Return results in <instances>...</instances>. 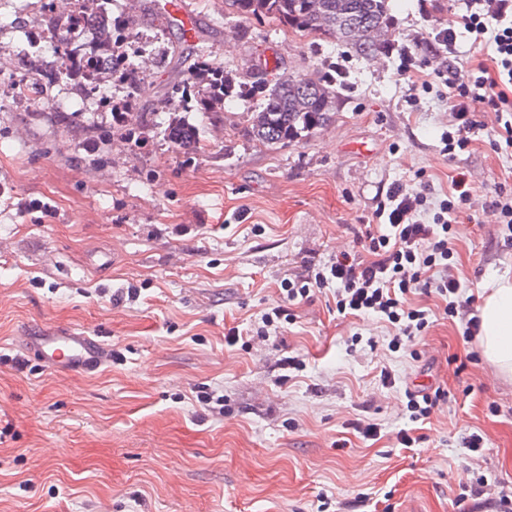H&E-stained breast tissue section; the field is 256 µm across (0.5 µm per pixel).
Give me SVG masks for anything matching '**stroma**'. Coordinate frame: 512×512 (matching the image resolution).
I'll list each match as a JSON object with an SVG mask.
<instances>
[{"label":"stroma","mask_w":512,"mask_h":512,"mask_svg":"<svg viewBox=\"0 0 512 512\" xmlns=\"http://www.w3.org/2000/svg\"><path fill=\"white\" fill-rule=\"evenodd\" d=\"M198 25L173 49L168 19L144 0H114L139 15L135 92L100 91L140 142L101 143L113 109L73 105L65 85L40 103L7 90L22 74L21 22L46 0L0 10V512H459V485L479 469L486 494L469 512H495L512 488V380L478 355L465 322L425 290L424 335L392 349L374 315L342 316L333 286L289 302L284 285L358 237L391 184L437 205L454 178L472 197L455 226L460 301L479 304L483 281L512 268V231L489 202L512 197V148L498 116L477 113L468 151L443 152L454 122L439 71L465 74L474 53L452 54L438 25L467 0H389L396 51L361 56L321 34L283 31L229 13L224 0H185ZM213 68L252 82L346 71L332 120L285 147L249 135L254 108L225 102L193 113V154L158 129L169 88L188 76L198 48ZM284 306L278 326L264 315ZM101 337L112 362L100 374L56 371L22 349L42 327ZM392 375L380 382L381 370ZM443 386L429 419L411 422L406 390ZM377 425L367 438L361 426ZM415 447H401L400 430ZM485 440L480 458L466 434Z\"/></svg>","instance_id":"stroma-1"}]
</instances>
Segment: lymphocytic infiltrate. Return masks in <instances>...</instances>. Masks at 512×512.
Listing matches in <instances>:
<instances>
[{"instance_id":"f902f5d3","label":"lymphocytic infiltrate","mask_w":512,"mask_h":512,"mask_svg":"<svg viewBox=\"0 0 512 512\" xmlns=\"http://www.w3.org/2000/svg\"><path fill=\"white\" fill-rule=\"evenodd\" d=\"M464 14L438 28L435 39L452 53L458 32L469 35L476 58L466 75L447 78L448 100L456 122L442 136L444 151L454 156L467 151L478 128L476 112L503 114L499 135L512 147V0H468ZM470 198L460 183H452L431 220H422L427 198L402 186L392 187L378 201L372 222L361 238L371 260L344 253L314 275L288 282L289 300L309 298L315 288L336 285L335 305L343 316L377 315L394 327L397 336L425 331L426 311L412 307L409 297L423 288L434 289L448 317L458 314L459 280L449 274L454 252L452 220Z\"/></svg>"}]
</instances>
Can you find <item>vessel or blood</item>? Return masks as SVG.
<instances>
[{"mask_svg": "<svg viewBox=\"0 0 512 512\" xmlns=\"http://www.w3.org/2000/svg\"><path fill=\"white\" fill-rule=\"evenodd\" d=\"M24 347L61 371L94 374L112 360V350L103 340L74 328H47L26 337Z\"/></svg>", "mask_w": 512, "mask_h": 512, "instance_id": "obj_1", "label": "vessel or blood"}]
</instances>
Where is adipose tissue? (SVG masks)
<instances>
[{"instance_id":"adipose-tissue-1","label":"adipose tissue","mask_w":512,"mask_h":512,"mask_svg":"<svg viewBox=\"0 0 512 512\" xmlns=\"http://www.w3.org/2000/svg\"><path fill=\"white\" fill-rule=\"evenodd\" d=\"M477 339L486 365L512 379V273L502 272L485 283Z\"/></svg>"}]
</instances>
